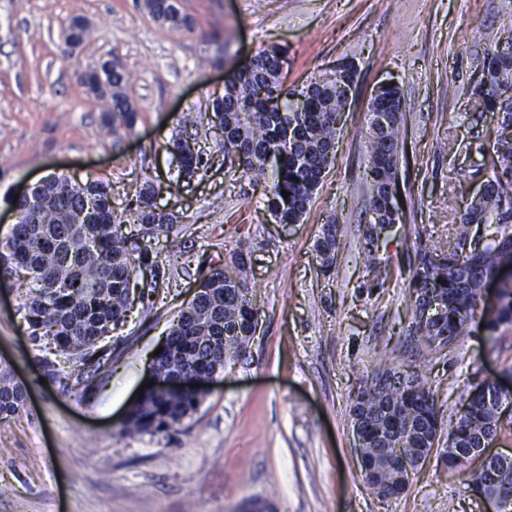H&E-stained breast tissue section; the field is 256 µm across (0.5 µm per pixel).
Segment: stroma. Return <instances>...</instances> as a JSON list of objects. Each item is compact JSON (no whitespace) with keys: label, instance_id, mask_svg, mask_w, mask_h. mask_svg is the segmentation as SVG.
I'll return each mask as SVG.
<instances>
[{"label":"stroma","instance_id":"1","mask_svg":"<svg viewBox=\"0 0 512 512\" xmlns=\"http://www.w3.org/2000/svg\"><path fill=\"white\" fill-rule=\"evenodd\" d=\"M192 30L161 25L142 0H0V238L13 215L4 197L27 181L64 174L108 183L115 212L136 204L144 181L182 230L163 243L151 306L135 305L112 332V365L86 390L46 377L18 313L20 292L0 285V369L28 390L25 409L0 425V512H490L464 470L448 465V433L471 391L512 389V324L489 334L500 280L489 282L468 334L424 369L438 410L435 449L398 496L368 487L355 452L349 397L376 361L407 370L413 317L409 270L418 240L456 243L489 180L498 123L474 106L488 52L512 37V0H179ZM88 30L77 49L73 18ZM227 43L213 63L214 40ZM287 49L288 90L355 58L356 90L340 115L336 155L300 224H279L263 190L222 165L224 133L208 116L224 82L258 50ZM129 76L133 127H109L107 95L84 86L102 61ZM401 92L398 178L402 217L382 242L387 278L361 252L371 218L364 190L367 105L380 84ZM200 114L184 128L183 113ZM181 138L208 163L191 184L167 146ZM340 227L336 264L315 244ZM241 255L257 311L244 356L205 386L197 412L170 432L128 437L121 419L201 274Z\"/></svg>","mask_w":512,"mask_h":512}]
</instances>
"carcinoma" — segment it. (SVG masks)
<instances>
[{"label":"carcinoma","instance_id":"cac0c4a2","mask_svg":"<svg viewBox=\"0 0 512 512\" xmlns=\"http://www.w3.org/2000/svg\"><path fill=\"white\" fill-rule=\"evenodd\" d=\"M150 14L175 29L191 25L188 16L175 10L171 0H143ZM288 67L287 50L273 45L258 51L251 64L238 69L211 101V120L224 131V166L255 183L264 184L267 209L279 224H299L317 192L326 169L334 160L337 117L347 105L345 92L356 84L354 59L342 58L331 73L309 81L305 90L284 89L282 74ZM128 75L114 67L106 90L111 94L112 123L133 126L136 109L124 93ZM512 45L489 52L484 59L473 95L484 111L504 107L496 140L493 176L483 196L473 201L467 224H494L493 241L475 250L463 232L451 251L441 246L419 244L416 264L409 274V294L419 305L423 289L436 288L443 299L433 320H412L407 337L417 351L434 352L431 337L445 333L452 338L465 333L478 310L485 280L512 259V225L500 219L502 209L512 207ZM402 103L399 89L388 86L368 105L369 211L372 220L363 232L362 251L368 266L381 271L377 258L381 239L375 230L397 223L398 150ZM170 153L178 154L179 176L192 180L207 160L181 139L172 141ZM289 193L283 197L282 192ZM157 189L143 185L129 223L151 238L179 233L176 217L155 204ZM36 203L16 201L21 221L0 240V279L15 277L22 269L30 278L21 281L24 290L18 313L30 331L35 346L42 340L72 362L71 387L84 384V375L98 371L108 361L94 359L97 338L124 323L127 289L143 269L159 267L152 246H132L123 232L127 223L112 211L111 192L100 180L83 182L54 175L35 191ZM339 225L326 224L316 243L322 265L336 263ZM501 301L486 321L494 333L512 323V282L500 290ZM257 318L242 280L217 268L202 276L190 303L180 310L168 334L166 349L154 360L157 374L165 379L193 373L210 376L224 372V363L246 352L256 331ZM396 376L395 368H376L351 398L350 415L363 416L369 471L367 485L377 484L395 496V463L402 448H429V438L439 435L438 411L426 381L420 374L410 391L401 382L380 385L374 379ZM201 396L196 393H165L148 390L133 404L123 423L129 436L173 430L196 412ZM25 404V390L7 369H0V422L17 417ZM494 406L474 401L469 411L448 432L458 439L477 438L497 432Z\"/></svg>","mask_w":512,"mask_h":512}]
</instances>
